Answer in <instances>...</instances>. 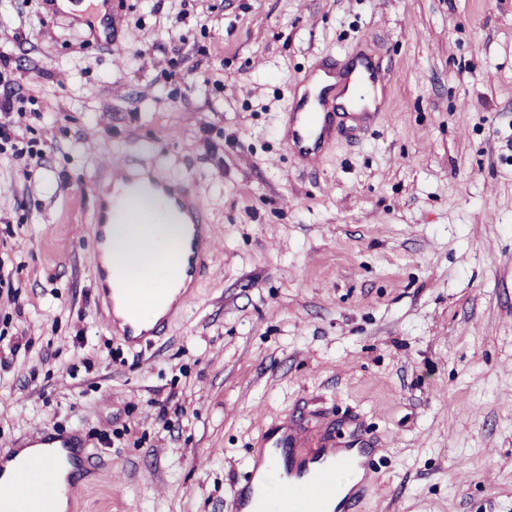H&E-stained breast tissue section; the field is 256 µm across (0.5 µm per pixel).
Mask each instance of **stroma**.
<instances>
[{
  "instance_id": "obj_1",
  "label": "stroma",
  "mask_w": 512,
  "mask_h": 512,
  "mask_svg": "<svg viewBox=\"0 0 512 512\" xmlns=\"http://www.w3.org/2000/svg\"><path fill=\"white\" fill-rule=\"evenodd\" d=\"M0 0L21 100L0 153V449L80 431L68 512H225L247 452L379 453L362 512H512V0ZM385 111L306 168L281 129L318 61ZM184 182L222 240L152 349L98 303L104 156ZM166 408H159V401ZM80 2L85 4L83 16L90 27L101 26L111 35L112 32L122 33L121 41L131 38V33L123 29L121 18L112 14V0H80Z\"/></svg>"
}]
</instances>
